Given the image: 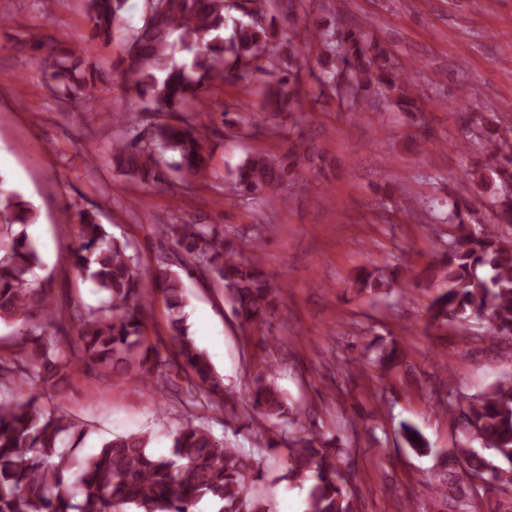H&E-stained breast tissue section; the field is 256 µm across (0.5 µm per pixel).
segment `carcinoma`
Segmentation results:
<instances>
[{
    "label": "carcinoma",
    "mask_w": 512,
    "mask_h": 512,
    "mask_svg": "<svg viewBox=\"0 0 512 512\" xmlns=\"http://www.w3.org/2000/svg\"><path fill=\"white\" fill-rule=\"evenodd\" d=\"M90 27L88 42H110L126 30V0H85ZM294 0H281L280 14L271 0H150V17L125 40L114 70L133 79V90L144 103L134 115L124 114L126 139L112 144V161L125 175L152 185L176 175L207 176L209 154L204 133L193 116L202 111L204 96L266 66L282 73L268 85V101L277 116L302 111L305 89L300 64L289 52L285 64L270 48L284 36L283 20H293ZM232 31L224 36L227 16ZM314 37L334 56L330 65L347 74V86L336 96L380 89L400 111L416 115L409 81L390 65L386 50L355 27ZM43 50L42 75L53 94L84 108L88 120L99 118L94 96L98 75L86 46L51 38ZM188 55L178 64L175 52ZM480 125L476 142L482 153L473 171L477 192L499 186L492 202L494 221L512 224V139ZM300 156L293 152L277 162L264 155L247 157L237 168L234 187L262 192L277 200L288 170ZM465 205H454L440 259L434 263L438 293L428 305V324L442 328L455 320L482 326L483 332L512 340V239L484 224H472ZM77 225L69 261L93 282L103 299L88 306L73 298L57 299L33 279L41 254L26 234L38 219L35 207L22 196L0 190V324L12 326L15 352L0 354V382L31 381L48 388L66 379L75 366L112 374L154 393L184 394L201 406H231L237 396L224 388L208 355L189 331L184 309V278L208 272L224 286V295L242 325L268 322L281 289L263 270L250 243L246 258L215 224H176L157 219L161 240L178 248V270L169 267L161 250L151 274L169 314L168 338H150L144 310L150 302L136 252L112 236L87 207L65 211ZM360 291L375 292L400 282V274L377 268L359 275ZM76 329V335L65 323ZM276 363L267 364L254 379L245 399L251 410L274 426L298 421L300 410L275 382ZM448 414H459L469 432L465 443L444 453L446 477L438 480L436 496L453 504L454 512H471L472 479L490 478L503 496L499 512H512V377L479 395L461 401L453 388L437 394ZM32 395L5 403L0 400V512H193L207 497L215 512H275L273 504L250 494L262 479L260 461L234 448L211 430L188 420L172 435L171 450L156 455L147 433L114 435L96 452L81 459L71 449L85 437L71 416L56 413ZM401 438L412 451H431L422 433L401 426ZM474 439L476 449L467 444ZM286 447L284 477L310 482L306 512H361L358 488L336 437L300 435L271 439L268 448ZM491 451V460L484 452Z\"/></svg>",
    "instance_id": "carcinoma-1"
}]
</instances>
